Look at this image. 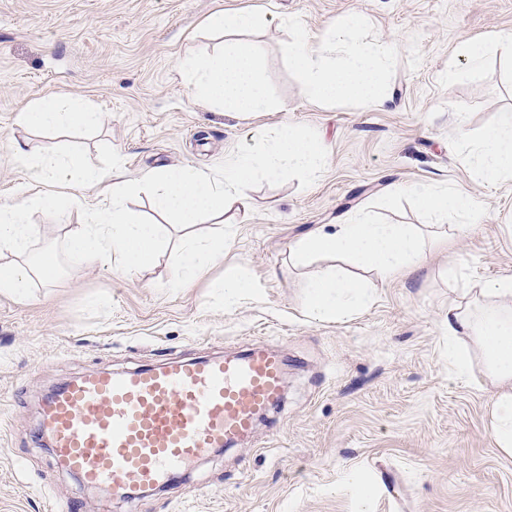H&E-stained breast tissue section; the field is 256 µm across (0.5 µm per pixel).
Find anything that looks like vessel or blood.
I'll return each mask as SVG.
<instances>
[{"label": "vessel or blood", "instance_id": "b4317fda", "mask_svg": "<svg viewBox=\"0 0 512 512\" xmlns=\"http://www.w3.org/2000/svg\"><path fill=\"white\" fill-rule=\"evenodd\" d=\"M282 376V357L259 349L92 372L49 395L37 435L84 485H174L279 405Z\"/></svg>", "mask_w": 512, "mask_h": 512}]
</instances>
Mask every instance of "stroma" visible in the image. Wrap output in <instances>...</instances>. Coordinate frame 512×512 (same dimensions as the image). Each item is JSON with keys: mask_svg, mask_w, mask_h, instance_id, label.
Instances as JSON below:
<instances>
[{"mask_svg": "<svg viewBox=\"0 0 512 512\" xmlns=\"http://www.w3.org/2000/svg\"><path fill=\"white\" fill-rule=\"evenodd\" d=\"M249 10L268 95L284 112H221L179 75L181 58L210 37L213 10ZM357 16L362 39L394 42L379 104L313 103L299 93L283 46ZM512 31V0H0V202L26 176L13 145L57 143L95 160L148 169H222L224 156L293 126L331 147L315 179L291 172L250 188L225 263L240 265L252 297L224 305L211 268L170 288L171 260L135 276L64 262L47 288L0 294V512H352L348 473L382 477L372 512H512V456L489 432V388L448 364L450 299L512 275V184L490 185L466 167L462 136L477 137L512 109V60L488 50L483 66L448 82L463 41ZM88 100L103 114L92 132L49 141L18 121L34 100ZM452 186L485 206L480 226L431 250L409 277L374 282L373 302L344 322L304 312L315 266H294L290 242L367 213L384 224H425L407 187ZM280 352V406L253 433L201 460L181 483L132 498L83 489L36 437L56 386L93 370L115 372L168 358Z\"/></svg>", "mask_w": 512, "mask_h": 512, "instance_id": "stroma-1", "label": "stroma"}]
</instances>
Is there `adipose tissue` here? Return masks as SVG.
<instances>
[{
    "label": "adipose tissue",
    "instance_id": "adipose-tissue-1",
    "mask_svg": "<svg viewBox=\"0 0 512 512\" xmlns=\"http://www.w3.org/2000/svg\"><path fill=\"white\" fill-rule=\"evenodd\" d=\"M258 24L250 11L212 12L207 31L225 35L220 53L201 47L180 64L192 89L211 107L233 112H277L285 102L269 98L256 46L241 40ZM361 22L344 18L314 36L298 34L285 53L298 75L300 94L311 101L337 99L376 103L382 97V66L394 51L390 41L359 39ZM100 113L82 102L60 96L33 101L19 120L27 127L55 135L98 125ZM330 148L323 137L287 126L271 137L255 138L245 149L224 158V168L211 171L194 165L145 171L137 181L122 173L120 157L101 165L68 152L41 154L17 144L13 158L28 182L15 201L0 203V293L26 297L36 284H49L59 273L61 258L87 266L110 265L135 276L172 255L174 288H184L211 266L223 263L229 241L224 217L249 213V186L255 177L276 180L288 171L315 177L326 165ZM463 162L489 182L512 181V113H501L478 138L464 140ZM96 186L100 201L88 206L81 188ZM419 209L435 222L431 236L408 224H378L367 215L332 229H318L289 247L298 264L330 259L307 288V315L320 322H342L372 300L369 282L349 274L353 264L382 281H395L418 271L431 248H447L457 226L444 223L449 212L462 213L477 228L484 206L457 188L411 187ZM146 195L156 215L147 221L133 212L131 197ZM55 211L66 219L63 237L36 251L42 237L35 214ZM215 229L201 233V221ZM448 360L459 380L484 377L493 387L490 431L495 444L512 453V275L485 283L471 301L448 303Z\"/></svg>",
    "mask_w": 512,
    "mask_h": 512
}]
</instances>
